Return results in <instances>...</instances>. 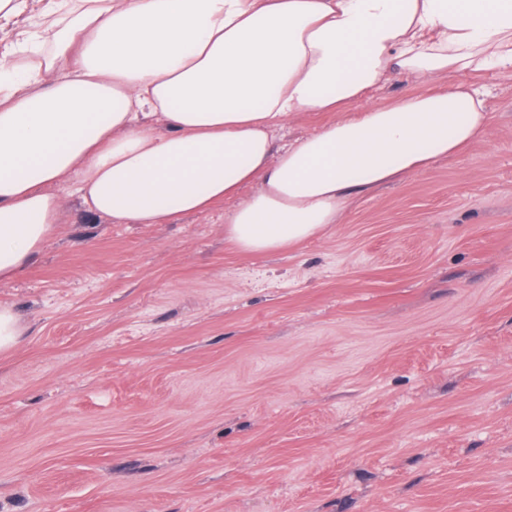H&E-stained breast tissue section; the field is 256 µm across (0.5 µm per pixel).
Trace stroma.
<instances>
[{"label": "stroma", "mask_w": 512, "mask_h": 512, "mask_svg": "<svg viewBox=\"0 0 512 512\" xmlns=\"http://www.w3.org/2000/svg\"><path fill=\"white\" fill-rule=\"evenodd\" d=\"M486 136L272 253L223 208L0 281V512H512V69ZM23 332L24 327L13 306L0 303V353L11 351Z\"/></svg>", "instance_id": "obj_1"}]
</instances>
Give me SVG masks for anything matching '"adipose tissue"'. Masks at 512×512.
I'll list each match as a JSON object with an SVG mask.
<instances>
[{"label": "adipose tissue", "instance_id": "1", "mask_svg": "<svg viewBox=\"0 0 512 512\" xmlns=\"http://www.w3.org/2000/svg\"><path fill=\"white\" fill-rule=\"evenodd\" d=\"M0 0L23 19L0 63V281L59 222L67 185L114 224H164L227 203L245 252L341 223L353 202L460 153L490 116L475 81L512 68V0ZM394 73L443 90L365 104ZM297 112H332L294 145ZM252 187L241 197L243 187Z\"/></svg>", "mask_w": 512, "mask_h": 512}]
</instances>
